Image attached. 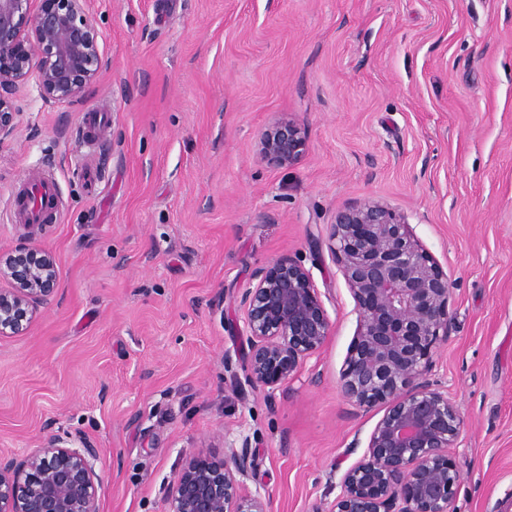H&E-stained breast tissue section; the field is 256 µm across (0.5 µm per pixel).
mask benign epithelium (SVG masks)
<instances>
[{
    "label": "benign epithelium",
    "instance_id": "7a95c632",
    "mask_svg": "<svg viewBox=\"0 0 512 512\" xmlns=\"http://www.w3.org/2000/svg\"><path fill=\"white\" fill-rule=\"evenodd\" d=\"M0 0V142L15 131V95L35 79L48 104L82 102L108 68L89 0ZM305 127L287 116L262 129L256 158L288 168L306 150ZM329 250L358 313L340 389L361 408L386 405L363 457L344 471L340 493L313 512H449L461 482L450 454L466 420L430 380L448 337V274L405 218L364 200L340 211ZM0 335L20 334L58 291L55 259L20 244L0 253ZM249 336L248 379L276 387L317 354L332 322L311 272L283 254L260 268L241 298ZM250 438L218 458L201 450L172 480L168 512H270L242 490ZM97 449L85 438L50 434L20 458L0 456V512H99Z\"/></svg>",
    "mask_w": 512,
    "mask_h": 512
}]
</instances>
